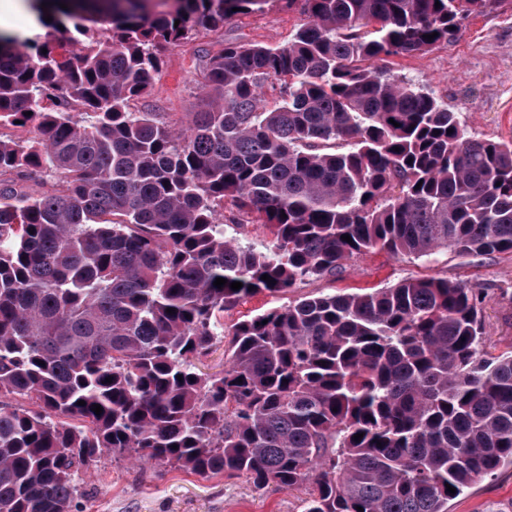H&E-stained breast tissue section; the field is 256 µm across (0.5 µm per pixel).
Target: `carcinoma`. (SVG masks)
<instances>
[{"mask_svg":"<svg viewBox=\"0 0 512 512\" xmlns=\"http://www.w3.org/2000/svg\"><path fill=\"white\" fill-rule=\"evenodd\" d=\"M299 1L282 46L198 50L208 104L185 124L137 108L163 53L266 0H30L67 37L0 34V512H73L106 452L308 481L302 512H448L447 486L512 465V354L484 351L473 285L310 295L224 329L364 252L512 254V142L378 66L498 0Z\"/></svg>","mask_w":512,"mask_h":512,"instance_id":"obj_1","label":"carcinoma"}]
</instances>
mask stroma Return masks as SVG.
Returning a JSON list of instances; mask_svg holds the SVG:
<instances>
[{"instance_id":"1","label":"stroma","mask_w":512,"mask_h":512,"mask_svg":"<svg viewBox=\"0 0 512 512\" xmlns=\"http://www.w3.org/2000/svg\"><path fill=\"white\" fill-rule=\"evenodd\" d=\"M305 16L286 0H267L262 11L240 15L224 26L167 52L144 102L164 112H198L206 107L196 50L219 52L225 42L286 44ZM391 74L413 81L458 112L470 133L495 141L512 140V0L473 16L451 43L412 56L389 59ZM437 275L478 286L491 352L512 350V254L458 257L441 250L434 261L398 258L372 251L345 264L334 278L310 280L285 294H256L225 311V325L272 307L318 293H354L387 288L398 281ZM88 494L81 512H301L305 487L258 488L243 475L203 478L179 469L156 471L127 460L104 457L84 476ZM448 512H512V465L464 488L450 500Z\"/></svg>"}]
</instances>
